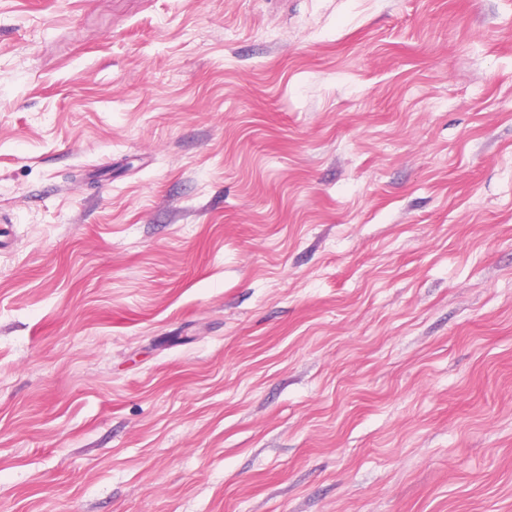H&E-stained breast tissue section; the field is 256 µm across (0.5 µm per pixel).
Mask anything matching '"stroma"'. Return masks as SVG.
I'll return each mask as SVG.
<instances>
[{"instance_id":"obj_1","label":"stroma","mask_w":512,"mask_h":512,"mask_svg":"<svg viewBox=\"0 0 512 512\" xmlns=\"http://www.w3.org/2000/svg\"><path fill=\"white\" fill-rule=\"evenodd\" d=\"M0 512H512V0H0Z\"/></svg>"}]
</instances>
